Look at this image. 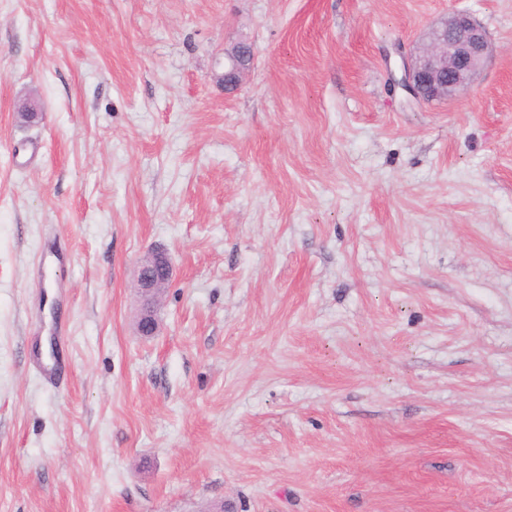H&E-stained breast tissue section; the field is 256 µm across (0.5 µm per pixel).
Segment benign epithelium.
I'll return each instance as SVG.
<instances>
[{"label": "benign epithelium", "mask_w": 512, "mask_h": 512, "mask_svg": "<svg viewBox=\"0 0 512 512\" xmlns=\"http://www.w3.org/2000/svg\"><path fill=\"white\" fill-rule=\"evenodd\" d=\"M490 53L484 29L467 13H451L432 29L414 56L402 60L401 75L393 79V87L403 90L412 102L448 99L473 82ZM254 59V48L247 42L224 52V87L239 86ZM172 274L171 260L163 251L152 249L140 261L136 277L142 299L139 335L149 337L158 331V302Z\"/></svg>", "instance_id": "benign-epithelium-1"}]
</instances>
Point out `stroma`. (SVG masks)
<instances>
[{
	"instance_id": "stroma-1",
	"label": "stroma",
	"mask_w": 512,
	"mask_h": 512,
	"mask_svg": "<svg viewBox=\"0 0 512 512\" xmlns=\"http://www.w3.org/2000/svg\"><path fill=\"white\" fill-rule=\"evenodd\" d=\"M451 12L492 54L407 103ZM220 500L512 512V0H0V512ZM255 59L252 44L239 43L233 51L224 52V87L234 88L241 84L243 77ZM172 263L164 251L149 250L140 261L136 284L142 299L141 312L137 321V332L141 336H154L159 328L157 308L164 288L171 281Z\"/></svg>"
}]
</instances>
